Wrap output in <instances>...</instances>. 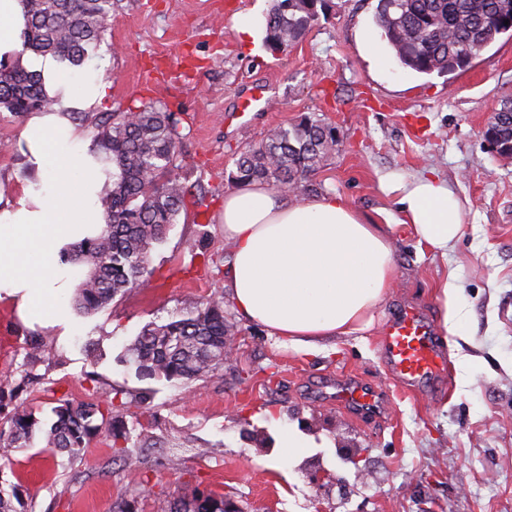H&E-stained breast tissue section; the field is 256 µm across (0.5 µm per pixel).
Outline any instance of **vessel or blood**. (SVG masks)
I'll return each instance as SVG.
<instances>
[{"instance_id":"1","label":"vessel or blood","mask_w":512,"mask_h":512,"mask_svg":"<svg viewBox=\"0 0 512 512\" xmlns=\"http://www.w3.org/2000/svg\"><path fill=\"white\" fill-rule=\"evenodd\" d=\"M380 342L381 356L391 376L406 389H417L446 370L436 338L416 310L404 311L389 321ZM335 388L337 404L366 414L373 413L381 401L378 392L356 380L337 382Z\"/></svg>"}]
</instances>
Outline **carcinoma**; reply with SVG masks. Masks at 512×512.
Listing matches in <instances>:
<instances>
[{
  "label": "carcinoma",
  "instance_id": "cac0c4a2",
  "mask_svg": "<svg viewBox=\"0 0 512 512\" xmlns=\"http://www.w3.org/2000/svg\"><path fill=\"white\" fill-rule=\"evenodd\" d=\"M120 0H23L28 16L23 51L50 55L82 65L104 40ZM320 0H274L265 19V43L288 50L318 19ZM512 14V0H378L376 22L400 66L420 74L452 73L470 65L505 31L497 26ZM56 98L41 74L16 63L0 62V110L22 117L52 107ZM494 122L497 153L512 157V103ZM97 146L118 173L105 184L100 200L107 224L92 237L70 245L66 261L83 268L76 308L92 314L117 296L148 282L150 252L180 213L189 191L176 177L182 135L179 120L159 101L101 116L95 123ZM336 131L314 116H302L273 130L235 160L232 182L266 183L283 192L306 187L336 150ZM234 323L224 312V298L212 297L181 308L167 321L145 325L126 348L124 362L148 378L184 383L223 367L224 337ZM110 425L113 457L133 462L139 443L135 428L112 421V404L60 398L43 419L18 404L0 418V457L34 445L74 459L87 447L100 424ZM0 512H27L17 486L0 484ZM170 512H224V497L197 494L179 500Z\"/></svg>",
  "mask_w": 512,
  "mask_h": 512
}]
</instances>
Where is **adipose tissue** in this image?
<instances>
[{
    "mask_svg": "<svg viewBox=\"0 0 512 512\" xmlns=\"http://www.w3.org/2000/svg\"><path fill=\"white\" fill-rule=\"evenodd\" d=\"M27 25L22 0H0V61L36 65L60 98L54 111L32 113L21 133L35 177L0 208V301L29 322L62 324L75 272L60 254L106 222L103 166L69 114L100 102L111 82L102 66L75 78L53 59L23 56ZM399 204L419 244L443 253L458 240L461 203L437 179L403 186ZM221 219L233 247L229 287L240 318L304 352L372 325L396 277L391 225L333 195L292 202L259 182L225 194Z\"/></svg>",
    "mask_w": 512,
    "mask_h": 512,
    "instance_id": "obj_1",
    "label": "adipose tissue"
}]
</instances>
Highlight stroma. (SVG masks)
<instances>
[{"label": "stroma", "mask_w": 512, "mask_h": 512, "mask_svg": "<svg viewBox=\"0 0 512 512\" xmlns=\"http://www.w3.org/2000/svg\"><path fill=\"white\" fill-rule=\"evenodd\" d=\"M273 0H122L105 40L112 85L99 112L158 99L183 135L179 173L204 200L189 205L151 251L154 276L91 315L70 310L74 332L28 326L0 302V393L21 388L25 405L49 415L57 398L129 406L142 433L132 466L112 456L101 429L79 459L41 445L0 464V483L18 485L30 512H168L178 499L215 492L239 512H512V159L483 138L492 114L512 101V35L465 69L418 74L402 68L375 20L378 0H326L319 19L288 51L264 46ZM251 17L252 35L241 34ZM378 40V62L360 46ZM264 85L271 107L238 124L237 107ZM303 115L336 128V151L292 193L338 195L377 223L392 221L396 281L371 329L306 353L237 319L231 358L184 384L138 377L119 360L143 326L192 301L224 295L230 250L219 215L233 191L237 154ZM23 118L0 112V195L19 185ZM431 176L463 205V234L448 253L420 246L403 224L399 192L386 182ZM454 273L466 316L457 370L455 337L441 324L439 281ZM429 321L447 362L440 381L400 388L378 347L385 324L405 308ZM353 375L384 399L376 415L336 405L332 384ZM281 419L273 426L270 415ZM311 438L288 460L281 428ZM343 476L315 485L308 471Z\"/></svg>", "instance_id": "obj_1"}]
</instances>
